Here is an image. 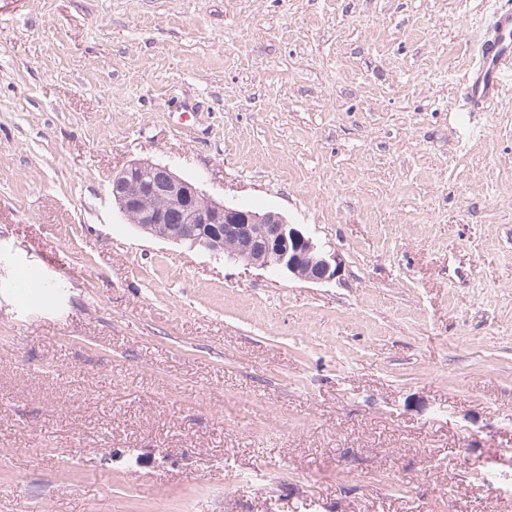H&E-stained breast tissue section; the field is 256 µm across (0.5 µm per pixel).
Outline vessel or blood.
<instances>
[{
	"mask_svg": "<svg viewBox=\"0 0 512 512\" xmlns=\"http://www.w3.org/2000/svg\"><path fill=\"white\" fill-rule=\"evenodd\" d=\"M512 89V7L497 11L477 45V57L464 77L462 97L472 112L500 101Z\"/></svg>",
	"mask_w": 512,
	"mask_h": 512,
	"instance_id": "1",
	"label": "vessel or blood"
}]
</instances>
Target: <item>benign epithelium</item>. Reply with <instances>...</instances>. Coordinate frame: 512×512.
<instances>
[{"label":"benign epithelium","instance_id":"benign-epithelium-1","mask_svg":"<svg viewBox=\"0 0 512 512\" xmlns=\"http://www.w3.org/2000/svg\"><path fill=\"white\" fill-rule=\"evenodd\" d=\"M111 194L122 214L136 213L135 226L142 232L188 242L217 259L312 282L331 280L339 271L336 255L326 253L282 215L218 202L166 165L130 163L113 176ZM150 195L163 197L165 206H146L143 199Z\"/></svg>","mask_w":512,"mask_h":512}]
</instances>
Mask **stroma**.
<instances>
[{
	"mask_svg": "<svg viewBox=\"0 0 512 512\" xmlns=\"http://www.w3.org/2000/svg\"><path fill=\"white\" fill-rule=\"evenodd\" d=\"M508 5L0 0V512H512ZM137 160L336 278L141 233ZM477 57L464 77L462 97L468 112L502 99L512 89V7L497 11L477 44Z\"/></svg>",
	"mask_w": 512,
	"mask_h": 512,
	"instance_id": "stroma-1",
	"label": "stroma"
}]
</instances>
